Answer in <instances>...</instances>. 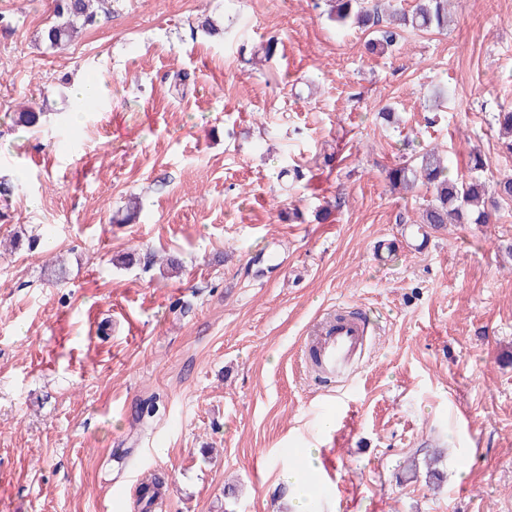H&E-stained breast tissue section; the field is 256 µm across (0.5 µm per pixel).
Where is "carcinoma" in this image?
<instances>
[{
    "label": "carcinoma",
    "instance_id": "cac0c4a2",
    "mask_svg": "<svg viewBox=\"0 0 512 512\" xmlns=\"http://www.w3.org/2000/svg\"><path fill=\"white\" fill-rule=\"evenodd\" d=\"M332 16L345 25L371 30L375 38L367 43L372 54L389 50L398 36L397 28L411 27L419 30L445 29L448 27L449 0H419L410 12L394 11V27L379 28L381 10L379 4L370 0H332ZM97 13L90 10V0H54L53 14L40 32V40L51 48L67 45L79 27L92 26ZM484 168L481 156L473 158L471 170L476 175L467 179L449 174L444 158L435 149H429L420 156L415 165H404L388 170V179L393 186L409 187L420 179L429 186L432 199L426 205L421 223L440 227L450 223L487 224L490 220L489 207L495 200L486 198L485 181L477 176Z\"/></svg>",
    "mask_w": 512,
    "mask_h": 512
}]
</instances>
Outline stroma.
<instances>
[{
  "label": "stroma",
  "mask_w": 512,
  "mask_h": 512,
  "mask_svg": "<svg viewBox=\"0 0 512 512\" xmlns=\"http://www.w3.org/2000/svg\"><path fill=\"white\" fill-rule=\"evenodd\" d=\"M330 9L112 0L52 49V0H0V512H512V201L434 228L387 177L435 147L512 178V0H450L383 55ZM339 308L374 328L324 387L305 336Z\"/></svg>",
  "instance_id": "35a3bbf8"
}]
</instances>
